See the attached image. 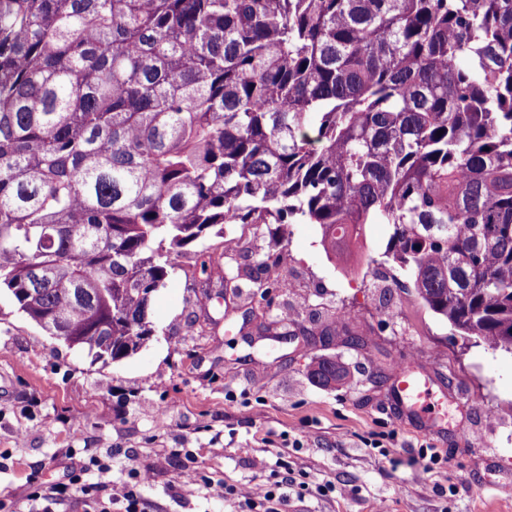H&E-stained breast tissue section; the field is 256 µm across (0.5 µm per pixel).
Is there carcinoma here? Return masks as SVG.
Segmentation results:
<instances>
[{
	"mask_svg": "<svg viewBox=\"0 0 512 512\" xmlns=\"http://www.w3.org/2000/svg\"><path fill=\"white\" fill-rule=\"evenodd\" d=\"M365 224L512 354V0H0V290L93 360L224 225ZM316 385L348 367L312 361Z\"/></svg>",
	"mask_w": 512,
	"mask_h": 512,
	"instance_id": "carcinoma-1",
	"label": "carcinoma"
}]
</instances>
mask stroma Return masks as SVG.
<instances>
[{"label": "stroma", "mask_w": 512, "mask_h": 512, "mask_svg": "<svg viewBox=\"0 0 512 512\" xmlns=\"http://www.w3.org/2000/svg\"><path fill=\"white\" fill-rule=\"evenodd\" d=\"M226 232L242 243L223 259L227 274L264 261L288 289L273 291L267 305L246 287L216 298L194 278L196 256L187 252L152 296L154 336L114 363L91 362L0 295V502L9 512H33L32 469L56 482L90 452L104 459L115 448L121 454L111 458L102 499L129 471L150 465L144 495L152 512H237L214 502L204 480L248 482L254 459L282 453L289 476L336 485L324 497L293 499L288 512H512L504 491L512 484V354L481 344L461 350L447 321L413 292L389 287L399 269L379 261L388 225H365L345 270L327 257L316 224L284 234L271 225L258 236L235 224ZM315 314L362 336L366 348H303ZM247 317L273 329L288 319L298 339H244ZM316 356L346 363L349 382L313 384ZM406 359L433 393L434 430L404 421L392 400V367ZM375 441L382 450L372 449ZM171 448L193 452L202 481L184 478ZM423 448L442 458L428 473Z\"/></svg>", "instance_id": "stroma-1"}]
</instances>
